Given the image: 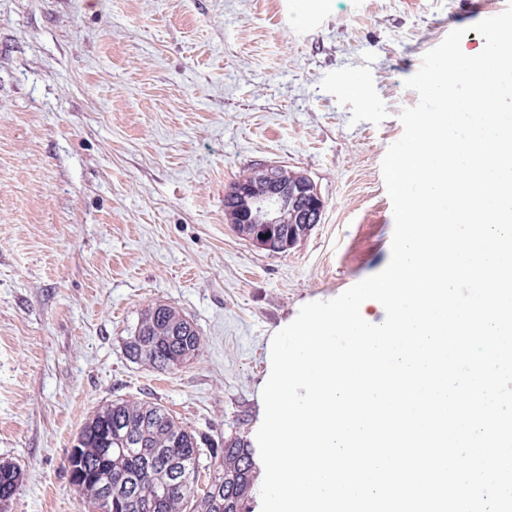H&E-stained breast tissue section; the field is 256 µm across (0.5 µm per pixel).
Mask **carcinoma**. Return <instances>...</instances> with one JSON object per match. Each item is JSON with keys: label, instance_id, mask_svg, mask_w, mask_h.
<instances>
[{"label": "carcinoma", "instance_id": "1", "mask_svg": "<svg viewBox=\"0 0 512 512\" xmlns=\"http://www.w3.org/2000/svg\"><path fill=\"white\" fill-rule=\"evenodd\" d=\"M307 176L282 165H266L232 182L224 193V216L250 239L269 218L266 198L273 182H302ZM246 182L252 194L238 193ZM275 210L281 223L273 225L280 247L297 242L310 231L304 221L307 204L291 199ZM249 223H241L242 217ZM127 357L157 372L177 369L204 353L196 324L178 309L155 303L143 309L126 337ZM208 448H202V445ZM210 462L203 463L204 452ZM71 482L89 512H250L255 462L241 435L207 443L169 410L148 400L118 398L98 407L85 422L67 457ZM209 471L205 488H198L199 471ZM19 472L0 462V505L14 495ZM112 487V499L103 491Z\"/></svg>", "mask_w": 512, "mask_h": 512}]
</instances>
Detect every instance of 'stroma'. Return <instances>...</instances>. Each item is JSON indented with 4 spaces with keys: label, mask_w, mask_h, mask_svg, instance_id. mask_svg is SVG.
Segmentation results:
<instances>
[{
    "label": "stroma",
    "mask_w": 512,
    "mask_h": 512,
    "mask_svg": "<svg viewBox=\"0 0 512 512\" xmlns=\"http://www.w3.org/2000/svg\"><path fill=\"white\" fill-rule=\"evenodd\" d=\"M507 0H0V512H86L65 465L101 404L149 400L255 442L271 339L390 260L381 162L404 82ZM304 173L320 224L288 252L240 236L224 191ZM191 318L202 357L160 373L142 309ZM19 482V472L11 463L0 462V505L14 495Z\"/></svg>",
    "instance_id": "1"
}]
</instances>
